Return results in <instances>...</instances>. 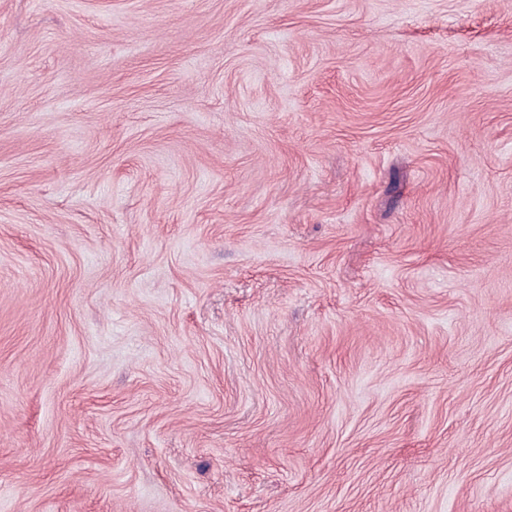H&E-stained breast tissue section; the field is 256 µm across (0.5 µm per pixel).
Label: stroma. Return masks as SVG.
I'll use <instances>...</instances> for the list:
<instances>
[{
    "label": "stroma",
    "mask_w": 512,
    "mask_h": 512,
    "mask_svg": "<svg viewBox=\"0 0 512 512\" xmlns=\"http://www.w3.org/2000/svg\"><path fill=\"white\" fill-rule=\"evenodd\" d=\"M0 512H512V0H0Z\"/></svg>",
    "instance_id": "obj_1"
}]
</instances>
